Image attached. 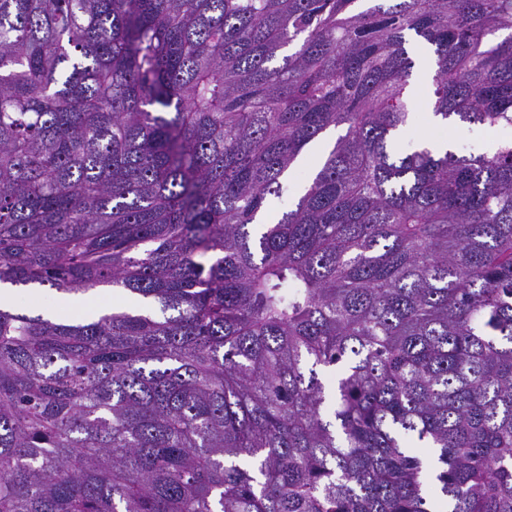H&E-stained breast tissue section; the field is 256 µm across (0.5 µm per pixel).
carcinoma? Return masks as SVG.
<instances>
[{
	"mask_svg": "<svg viewBox=\"0 0 512 512\" xmlns=\"http://www.w3.org/2000/svg\"><path fill=\"white\" fill-rule=\"evenodd\" d=\"M357 2L0 0V284L140 304L0 306V512H512V138L395 149L408 32L512 128V0ZM30 291L42 292L44 308H49L50 311L57 308L58 301L61 296L83 299L85 303L81 305L77 313H72L70 311L69 313L79 318L89 320L95 319L98 316L109 312L112 310V305L114 307H132L136 302V300L127 297L124 291L108 286L98 288V296L93 297L89 294H59L54 290H50L48 287L38 285L13 288L12 301L15 303H22L29 295ZM103 300H107V302L105 303ZM105 306L108 307L105 308Z\"/></svg>",
	"mask_w": 512,
	"mask_h": 512,
	"instance_id": "cac0c4a2",
	"label": "carcinoma"
}]
</instances>
